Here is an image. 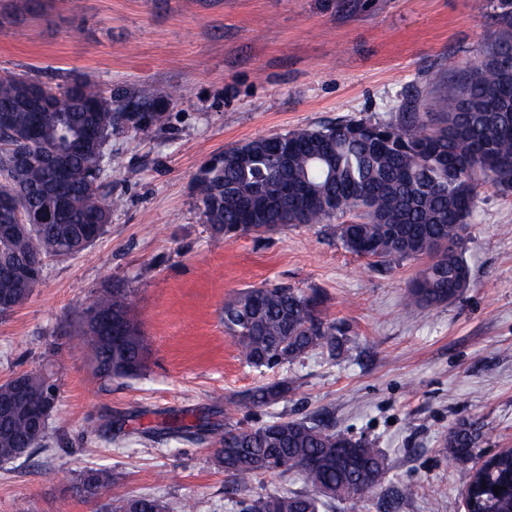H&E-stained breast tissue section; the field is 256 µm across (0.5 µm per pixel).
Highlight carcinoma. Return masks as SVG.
<instances>
[{
  "instance_id": "carcinoma-1",
  "label": "carcinoma",
  "mask_w": 512,
  "mask_h": 512,
  "mask_svg": "<svg viewBox=\"0 0 512 512\" xmlns=\"http://www.w3.org/2000/svg\"><path fill=\"white\" fill-rule=\"evenodd\" d=\"M496 21L501 37L480 51L446 95L436 97L425 111L412 107L395 123L350 118L334 125L307 127L282 134L288 142V166L281 164L273 137L251 139L250 160L234 162L235 150L206 161L195 182L205 223L230 240L261 235L287 224H321L337 214L358 220L336 225V235L349 252L380 261L422 260L404 296L410 309L449 304L472 287L464 252L467 221L482 190L494 186L512 190V0H499ZM50 104L32 110L30 101L43 91ZM145 110L150 99L116 107L112 95L89 81L48 85L39 80L0 77V225L16 223L20 209L49 210L54 220L27 231L0 235V262L13 263L16 272L0 274V295L16 298L0 307L6 316L25 303L38 282L31 266L43 270L49 258L67 259L88 244L78 235L79 220L97 212L108 224L116 201L99 184L107 169L121 167L119 157L105 151L112 133L125 127L123 113L130 104ZM88 136L85 153L67 156L61 172L38 161L19 168L14 153L26 148L38 153ZM288 189V205L272 202ZM65 194L69 212L56 202ZM323 300L282 285H261L240 291L224 302V327L236 341L240 356L255 368L293 365L321 353L334 359L349 342V330L322 310ZM112 313L125 323L127 337L107 346L91 334V310ZM82 344L97 362V377L105 381L132 379L146 366L147 345L132 313L128 294L114 288L98 295L78 318ZM295 390V379L282 377L226 399L224 424L199 416L164 421L136 429L145 446L165 435L192 436L209 447L230 477L226 494L239 497L240 512H332L336 504L354 509L374 497L388 472L383 452L365 437L355 438L320 413L313 418L280 416L265 423L245 424L235 416L278 404ZM0 395L16 399L14 418H0V464L28 459L36 448L47 449L52 439L44 426L36 439L29 434L25 412L47 396L58 399L57 386L46 378L33 379L28 392H14L13 379L0 384ZM482 426L459 423L448 430L442 448L448 460L462 465L477 455ZM292 474L299 490L254 492L252 482L271 473ZM108 468L87 467L73 490L94 502L112 486ZM469 512H512V454L487 457L468 473ZM500 491L493 492V487ZM167 512L150 495L108 499L101 512Z\"/></svg>"
}]
</instances>
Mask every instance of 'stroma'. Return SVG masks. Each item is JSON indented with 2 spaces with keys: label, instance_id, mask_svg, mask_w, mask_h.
I'll use <instances>...</instances> for the list:
<instances>
[{
  "label": "stroma",
  "instance_id": "35a3bbf8",
  "mask_svg": "<svg viewBox=\"0 0 512 512\" xmlns=\"http://www.w3.org/2000/svg\"><path fill=\"white\" fill-rule=\"evenodd\" d=\"M0 0V76L87 80L113 94L182 96L149 139L113 133L123 159L105 171L120 198L82 253L47 261L30 299L0 317V383L52 369L59 387L51 451L0 466V512H96L70 485L112 469V498L149 494L196 512H239L207 446L136 428L190 409L223 421L225 396L292 374L291 400L257 421L324 412L375 442L390 468L358 512H464L466 470L442 453L450 427L485 425L479 451L512 448V193L485 189L468 220L473 286L438 308L406 309L420 267L343 248L337 215L227 241L198 208L195 178L224 148L338 119H396L448 91L499 37L498 0ZM318 291L350 329L339 360L315 354L256 369L224 328V302L262 284ZM130 291L150 352L142 375L105 382L76 348L80 311ZM418 483L417 497L395 498Z\"/></svg>",
  "mask_w": 512,
  "mask_h": 512
}]
</instances>
